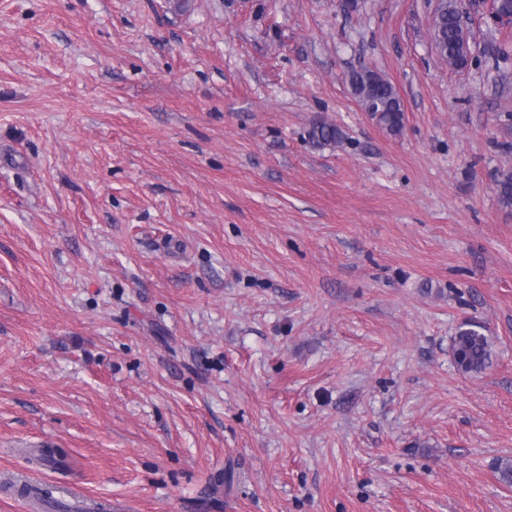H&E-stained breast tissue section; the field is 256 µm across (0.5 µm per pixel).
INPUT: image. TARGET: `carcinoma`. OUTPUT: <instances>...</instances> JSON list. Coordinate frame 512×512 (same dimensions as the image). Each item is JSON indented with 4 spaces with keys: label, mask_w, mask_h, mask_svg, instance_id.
Masks as SVG:
<instances>
[{
    "label": "carcinoma",
    "mask_w": 512,
    "mask_h": 512,
    "mask_svg": "<svg viewBox=\"0 0 512 512\" xmlns=\"http://www.w3.org/2000/svg\"><path fill=\"white\" fill-rule=\"evenodd\" d=\"M461 16V5L458 0H447L441 13L432 22L434 34L438 35L440 40L443 59L457 69L470 66L474 60L461 37ZM348 83L380 127L393 135L402 132L404 111L401 100L385 78L370 69L353 70L348 74ZM309 137L319 145L335 144L345 139V133L335 123L320 118L312 124ZM496 191L500 205L512 209V170L500 173L496 181ZM481 329L480 324L466 319L458 326L453 337V359L457 369L464 374H482L493 363V344Z\"/></svg>",
    "instance_id": "carcinoma-1"
}]
</instances>
